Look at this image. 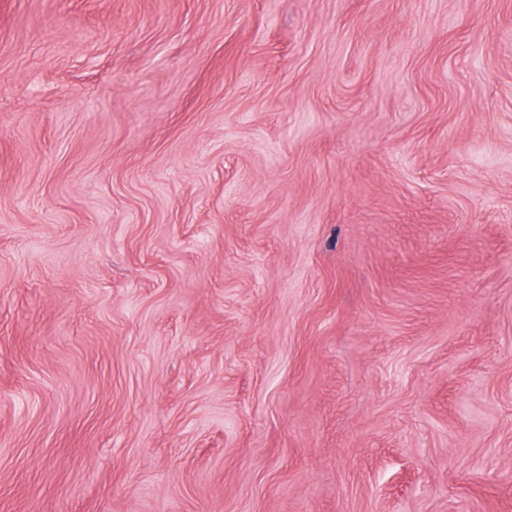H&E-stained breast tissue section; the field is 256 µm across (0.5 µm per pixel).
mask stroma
<instances>
[{
	"label": "stroma",
	"mask_w": 512,
	"mask_h": 512,
	"mask_svg": "<svg viewBox=\"0 0 512 512\" xmlns=\"http://www.w3.org/2000/svg\"><path fill=\"white\" fill-rule=\"evenodd\" d=\"M0 512H512V0H0Z\"/></svg>",
	"instance_id": "1"
}]
</instances>
